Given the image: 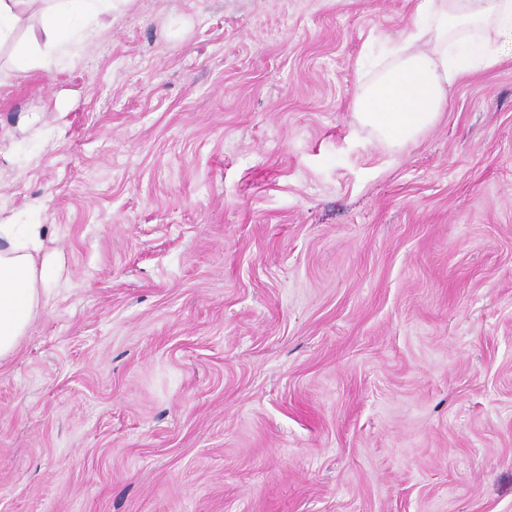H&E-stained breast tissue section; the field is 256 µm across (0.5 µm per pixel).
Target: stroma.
I'll return each instance as SVG.
<instances>
[{
  "label": "stroma",
  "mask_w": 512,
  "mask_h": 512,
  "mask_svg": "<svg viewBox=\"0 0 512 512\" xmlns=\"http://www.w3.org/2000/svg\"><path fill=\"white\" fill-rule=\"evenodd\" d=\"M415 0H116L0 45V221L51 299L0 366V512H512V52L401 149ZM116 0H42L44 12L49 16L43 25L45 46L55 52L75 33L84 38L92 37L103 14L114 7ZM49 52L33 56V63H43Z\"/></svg>",
  "instance_id": "35a3bbf8"
}]
</instances>
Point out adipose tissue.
I'll list each match as a JSON object with an SVG mask.
<instances>
[{
	"instance_id": "obj_1",
	"label": "adipose tissue",
	"mask_w": 512,
	"mask_h": 512,
	"mask_svg": "<svg viewBox=\"0 0 512 512\" xmlns=\"http://www.w3.org/2000/svg\"><path fill=\"white\" fill-rule=\"evenodd\" d=\"M45 45L56 51L74 34L92 37L113 0H44ZM492 27L496 41L481 31ZM432 43L430 51L419 42ZM512 46V0H416L414 28L395 48V64L353 95L356 119L388 145L404 147L433 127L448 90L474 68H488ZM44 227L0 224V365L20 350L34 316L46 306L53 269L42 259Z\"/></svg>"
}]
</instances>
